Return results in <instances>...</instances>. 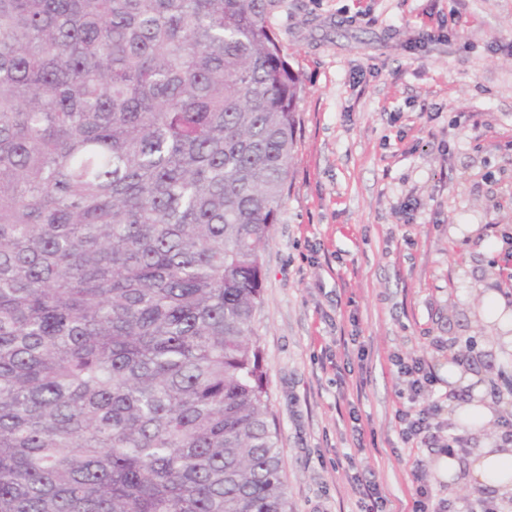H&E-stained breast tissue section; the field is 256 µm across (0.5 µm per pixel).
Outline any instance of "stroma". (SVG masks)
<instances>
[{"mask_svg": "<svg viewBox=\"0 0 512 512\" xmlns=\"http://www.w3.org/2000/svg\"><path fill=\"white\" fill-rule=\"evenodd\" d=\"M272 24L304 87L253 321L289 510L363 512L364 471L446 512L483 489L438 471L451 408L435 447L402 440L393 358L425 359V405L472 341L465 369L512 415V357L476 313L485 289L512 308L490 230L512 229V0H280Z\"/></svg>", "mask_w": 512, "mask_h": 512, "instance_id": "stroma-1", "label": "stroma"}]
</instances>
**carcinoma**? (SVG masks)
<instances>
[{
	"mask_svg": "<svg viewBox=\"0 0 512 512\" xmlns=\"http://www.w3.org/2000/svg\"><path fill=\"white\" fill-rule=\"evenodd\" d=\"M277 0H0V512H288L252 323Z\"/></svg>",
	"mask_w": 512,
	"mask_h": 512,
	"instance_id": "cac0c4a2",
	"label": "carcinoma"
}]
</instances>
